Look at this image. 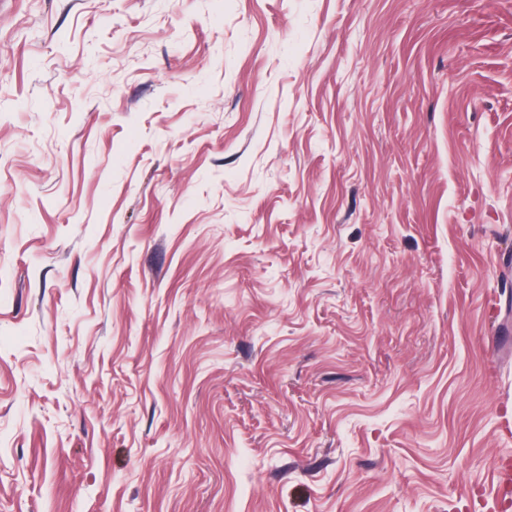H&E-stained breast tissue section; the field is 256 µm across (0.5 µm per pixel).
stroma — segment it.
<instances>
[{
  "label": "stroma",
  "instance_id": "1",
  "mask_svg": "<svg viewBox=\"0 0 512 512\" xmlns=\"http://www.w3.org/2000/svg\"><path fill=\"white\" fill-rule=\"evenodd\" d=\"M512 0H0V512H490Z\"/></svg>",
  "mask_w": 512,
  "mask_h": 512
}]
</instances>
